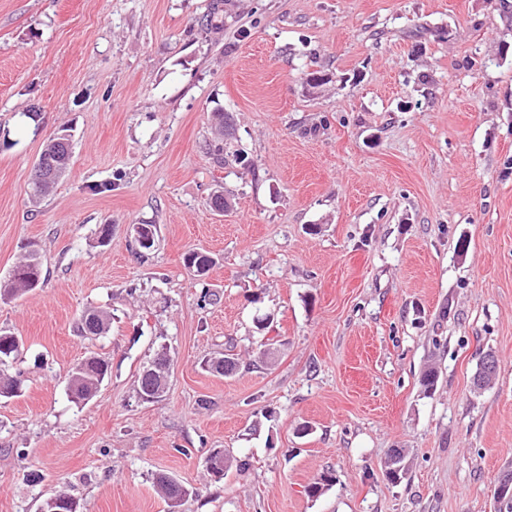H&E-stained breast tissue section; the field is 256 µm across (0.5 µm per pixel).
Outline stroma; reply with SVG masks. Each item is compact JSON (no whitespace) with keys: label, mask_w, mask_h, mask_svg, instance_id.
I'll return each mask as SVG.
<instances>
[{"label":"stroma","mask_w":512,"mask_h":512,"mask_svg":"<svg viewBox=\"0 0 512 512\" xmlns=\"http://www.w3.org/2000/svg\"><path fill=\"white\" fill-rule=\"evenodd\" d=\"M58 133L70 167L31 201ZM137 224L156 225L153 249ZM32 248L44 281L0 298L22 339L0 512L63 488L78 512H169L162 474L195 491L184 512H495L512 465V0H0V285ZM192 249L215 258L205 279ZM89 309L111 314L106 334L82 332ZM162 352L167 388L143 401ZM222 353L233 376L203 365ZM96 354L109 374L74 403L68 374ZM183 261L184 266L192 272L195 277H200L202 275L201 273L208 274L214 264L213 256L200 249L189 250L185 253ZM158 358L149 367L144 369L139 376V395L146 402L157 401L165 392L166 379L162 382L159 381L161 371L156 367ZM149 397L152 398L150 399Z\"/></svg>","instance_id":"stroma-1"}]
</instances>
